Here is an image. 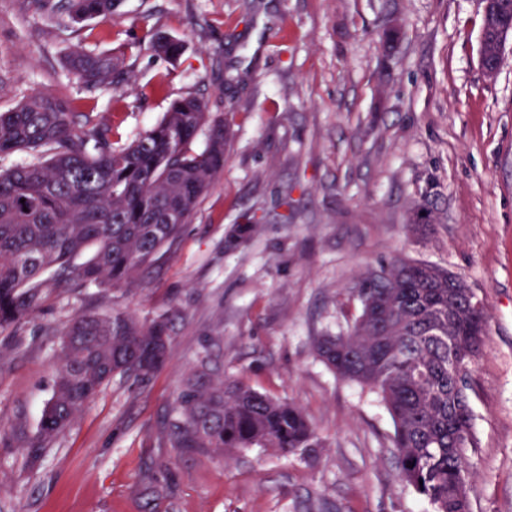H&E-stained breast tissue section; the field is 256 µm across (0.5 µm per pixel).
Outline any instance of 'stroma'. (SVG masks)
Instances as JSON below:
<instances>
[{
  "label": "stroma",
  "mask_w": 512,
  "mask_h": 512,
  "mask_svg": "<svg viewBox=\"0 0 512 512\" xmlns=\"http://www.w3.org/2000/svg\"><path fill=\"white\" fill-rule=\"evenodd\" d=\"M117 13L86 33L0 0V111L47 90L128 141L193 94L229 121L224 170L137 286L61 288L0 327V512H430L397 477L380 397L314 350L357 315L346 288L400 258L459 274L485 307L468 494L472 512H512V36L490 82L480 0H121ZM151 29L183 53L134 50L131 85L90 95L65 67L75 47ZM421 208L432 223H413ZM112 309L171 315L166 362L112 378L31 460L60 332ZM208 343L225 376L300 407L320 447H171L161 421Z\"/></svg>",
  "instance_id": "stroma-1"
}]
</instances>
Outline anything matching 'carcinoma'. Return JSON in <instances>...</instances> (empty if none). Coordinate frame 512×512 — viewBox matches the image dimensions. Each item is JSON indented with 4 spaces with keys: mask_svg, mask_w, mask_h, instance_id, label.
Here are the masks:
<instances>
[{
    "mask_svg": "<svg viewBox=\"0 0 512 512\" xmlns=\"http://www.w3.org/2000/svg\"><path fill=\"white\" fill-rule=\"evenodd\" d=\"M70 18L107 21L118 0H64ZM139 43L170 60L183 44L154 30ZM133 48L110 54L81 47L66 67L93 94L129 73ZM208 129L202 150L193 142ZM114 127L69 100L36 92L0 111V155L32 160L0 170V326L39 311L62 282L76 288L132 285L156 265L224 170L229 124L194 95L174 101L161 120L129 143ZM92 256L82 259L89 248ZM350 294L360 312L348 330L319 336L315 350L336 375L380 395L394 425L399 479L433 512H471L466 448L474 445L466 376L482 353L486 314L463 279L400 259L367 272ZM171 321L141 322L129 312L76 315L61 332L53 396L38 430L49 444L113 377L157 372L158 338ZM171 445L190 451L321 446L304 412L224 377L206 349L164 420Z\"/></svg>",
    "mask_w": 512,
    "mask_h": 512,
    "instance_id": "obj_1",
    "label": "carcinoma"
}]
</instances>
